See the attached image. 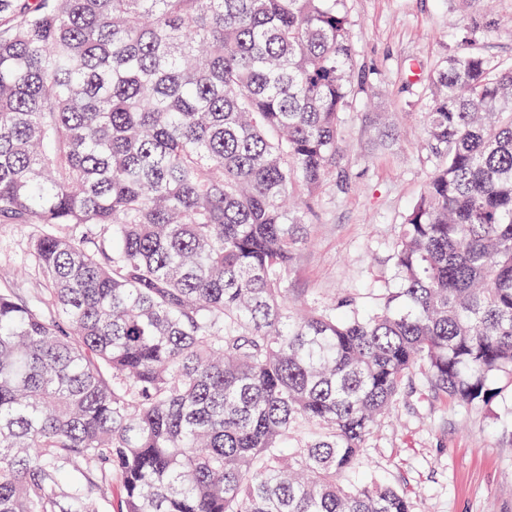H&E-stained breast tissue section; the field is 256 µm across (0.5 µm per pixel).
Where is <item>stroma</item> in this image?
<instances>
[{"label":"stroma","instance_id":"1","mask_svg":"<svg viewBox=\"0 0 512 512\" xmlns=\"http://www.w3.org/2000/svg\"><path fill=\"white\" fill-rule=\"evenodd\" d=\"M347 10L369 77L341 123L348 187L319 193L288 287L293 301L323 306L342 292L369 308L392 282L399 226L432 171L421 148L424 101L408 83L410 70L427 72L465 43L492 62L512 63V0L487 8L481 0H348ZM484 11L489 25L474 27ZM357 478L403 490L415 512H512V393L463 408L432 398L415 375L369 441ZM76 491L94 512H120L119 479L97 463L58 473L57 498Z\"/></svg>","mask_w":512,"mask_h":512}]
</instances>
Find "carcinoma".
<instances>
[{
	"label": "carcinoma",
	"mask_w": 512,
	"mask_h": 512,
	"mask_svg": "<svg viewBox=\"0 0 512 512\" xmlns=\"http://www.w3.org/2000/svg\"><path fill=\"white\" fill-rule=\"evenodd\" d=\"M346 0H0V224H42L0 288V512H413L351 476L416 373L468 408L512 377V65L424 80L433 170L366 309L288 268L368 78ZM56 225L68 226L58 234ZM55 495L64 500L80 491L95 512H121V486L117 476L105 474L94 462L67 464L56 477Z\"/></svg>",
	"instance_id": "carcinoma-1"
}]
</instances>
